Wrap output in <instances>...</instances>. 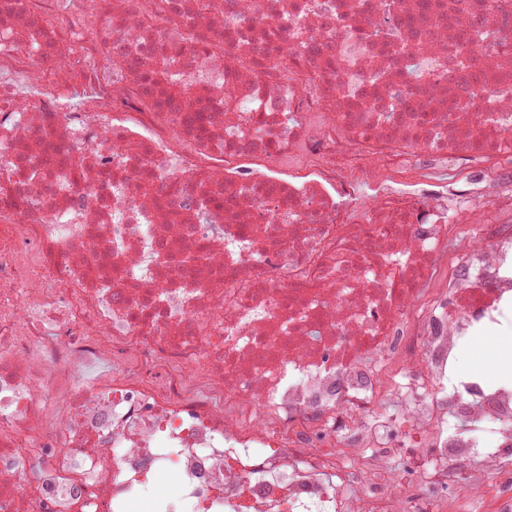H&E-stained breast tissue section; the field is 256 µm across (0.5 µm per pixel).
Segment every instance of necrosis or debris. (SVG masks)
I'll return each mask as SVG.
<instances>
[{
  "label": "necrosis or debris",
  "instance_id": "4bbe7bcc",
  "mask_svg": "<svg viewBox=\"0 0 512 512\" xmlns=\"http://www.w3.org/2000/svg\"><path fill=\"white\" fill-rule=\"evenodd\" d=\"M374 3L0 0V512H512V385L458 368L512 316V183L471 169L512 159V50L455 68L512 0H389L409 56ZM403 449L402 455L396 457L392 463V468L394 469V473L397 479L398 488H408L414 484H416V475L410 467L409 459L406 453L411 449L409 445L401 446Z\"/></svg>",
  "mask_w": 512,
  "mask_h": 512
}]
</instances>
